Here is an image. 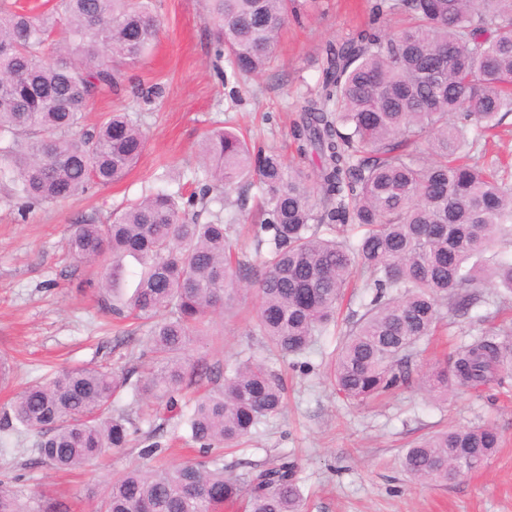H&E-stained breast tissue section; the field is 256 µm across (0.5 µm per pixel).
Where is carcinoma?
Returning a JSON list of instances; mask_svg holds the SVG:
<instances>
[{
	"label": "carcinoma",
	"mask_w": 512,
	"mask_h": 512,
	"mask_svg": "<svg viewBox=\"0 0 512 512\" xmlns=\"http://www.w3.org/2000/svg\"><path fill=\"white\" fill-rule=\"evenodd\" d=\"M295 12L296 0H206L216 58L234 75L262 72ZM375 13L398 18L397 30L329 45L318 89L292 123L297 153L316 158L311 169L216 128L201 145L208 165L197 192H153L105 223L71 226L72 258H112L97 288L105 308L140 321L144 335L131 340L150 372L134 381L133 370L62 369L19 394L0 430L36 432L35 462L62 471L121 453L139 436L140 457L155 459L166 451L161 425L141 432L120 394L175 413L191 389L208 386L181 419L198 457L126 470L108 482L100 512H219L243 497L247 512H303L289 456L242 480L224 474L221 450L283 410L279 374L254 354L229 368L187 357L241 284L257 288L263 348L299 357L360 283L371 299L330 362L337 390L355 403L407 383L420 342L441 315L473 302L484 277L512 294V261L497 253L512 239V171L487 149L512 114V0H377ZM157 34L151 0H57L38 12L0 0V182L14 196L53 203L129 173L146 135L128 114L111 113L93 132L77 128L90 100L117 89L123 67L144 58ZM234 187L264 197L255 237L269 249L259 269L233 256L229 225L200 221L211 194ZM322 224H355L362 234L339 240L320 234ZM129 257L141 271L123 300L115 291ZM508 358L503 343L475 339L428 382L446 397L494 380ZM500 440L491 426L446 430L406 449L403 466L446 484L450 467H482ZM0 512L44 510L0 482Z\"/></svg>",
	"instance_id": "1"
}]
</instances>
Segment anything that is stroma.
<instances>
[{
	"instance_id": "35a3bbf8",
	"label": "stroma",
	"mask_w": 512,
	"mask_h": 512,
	"mask_svg": "<svg viewBox=\"0 0 512 512\" xmlns=\"http://www.w3.org/2000/svg\"><path fill=\"white\" fill-rule=\"evenodd\" d=\"M373 0H318L282 31L277 58L258 74L221 79L214 69L213 39L203 0H156L158 37L147 57L128 67L120 93L93 98L82 129L96 127L110 112L129 113L147 136L145 150L121 181L54 203L25 206L0 186V408L57 368L103 364L121 373L136 361L137 343L127 322L106 314L93 286L102 268L79 264L66 253L72 224L106 220L113 210L157 190L190 193L201 171L200 144L215 125L278 150L285 161L312 167L298 156L290 125L305 97L317 87L325 48L351 37L367 19ZM165 85L164 98L138 107L139 86ZM260 204L257 189L216 197L211 214L231 222L240 258L258 264L264 254L249 230ZM481 300L468 313L448 319L437 336L421 344L406 384L390 396L356 405L330 380L326 363L347 320L361 313L362 296L344 301L334 328L319 337L305 364L271 359L285 379V408L261 423L246 443L225 451L224 469L240 477L288 454L298 464L304 512H512V371L475 389L441 399L423 378L444 356L479 336L498 334L502 290L485 281ZM256 290L240 293L231 310L214 319L213 336L193 348L192 358L229 365L238 353H260L253 329ZM495 425L503 442L484 467L446 484H427L401 466L404 448L444 428ZM36 436L0 432V481L24 499L60 503L66 512H97L114 474L142 465L138 447L69 473L35 464Z\"/></svg>"
}]
</instances>
